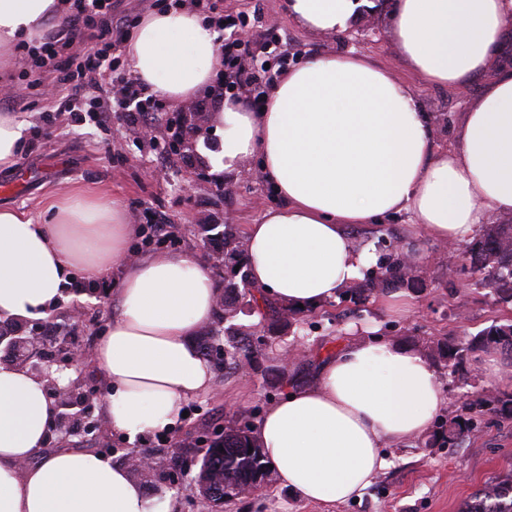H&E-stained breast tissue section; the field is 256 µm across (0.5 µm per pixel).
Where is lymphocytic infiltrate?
<instances>
[{"mask_svg":"<svg viewBox=\"0 0 512 512\" xmlns=\"http://www.w3.org/2000/svg\"><path fill=\"white\" fill-rule=\"evenodd\" d=\"M131 19L123 0H72L65 19L53 25L40 46L30 51L36 66H52L60 96L57 112L80 113L94 125L117 119L140 127L164 122L171 139L183 137L181 124L170 122L154 92L121 69L118 53ZM107 77L109 99L96 107L85 103L89 76Z\"/></svg>","mask_w":512,"mask_h":512,"instance_id":"lymphocytic-infiltrate-1","label":"lymphocytic infiltrate"}]
</instances>
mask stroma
I'll return each mask as SVG.
<instances>
[{"label": "stroma", "mask_w": 512, "mask_h": 512, "mask_svg": "<svg viewBox=\"0 0 512 512\" xmlns=\"http://www.w3.org/2000/svg\"><path fill=\"white\" fill-rule=\"evenodd\" d=\"M224 15L246 20L254 44L275 36L288 48L289 64L317 53L353 51L369 56L391 70L415 92L442 148L458 145L456 131L462 114L484 92L482 82L453 89L425 84L405 65L388 37V17H380L378 33L362 41L331 37L294 23L286 10V0H219ZM52 108L50 99L22 90L12 110L26 121V137H37L32 153L19 156L14 167L0 170V208L39 214L43 200L81 185L101 191L121 201L130 223L138 225L141 248L156 246L152 238V216L166 217L173 236L164 241L171 252H196L209 256L222 245L225 223L237 230L258 223L262 214L280 206L261 170L259 158L246 160L237 170L223 175L209 172L208 159L221 151L223 132L211 120H204L179 151L161 152L141 142L120 121L101 128L71 121L62 114L50 137H42L43 117ZM207 170V179L196 182L192 192L184 184L197 170ZM193 180V179H192ZM426 257L415 266V285L403 287L414 307L404 317L383 310L378 298L363 304L331 301L309 313L297 314L288 328L272 327L259 313L244 312L234 320L248 335L257 353L246 371L215 365V384L210 393L190 398L186 415L170 432L175 447H150L148 436L128 443L112 434L97 440L91 450L108 455L113 464L125 465L127 445L148 452L156 462L178 456L179 471L173 482L141 479L147 497L169 500L172 512H462L470 496L497 477L512 471V421L488 414L478 428L455 439L453 444L429 445L419 436L399 446H387L391 460L360 497L341 504L311 503L282 487L276 471H269L261 487L221 505L202 506L191 489L199 472L200 450L206 441L223 433L232 416H241L258 427L264 413L283 400L288 392L314 382L322 363L335 355L346 342L357 340L368 330L423 353L434 366L448 402L440 421L464 415L465 405L478 391L501 388L503 379L512 380V357L496 350L485 351L495 360L499 377L482 371L476 360L460 370L445 367L436 353L437 343L470 337L495 323L512 320V302H503L489 288L469 286L467 265H448L438 255L441 243L423 240ZM113 295L76 273L64 291V298L46 320H35L34 329L44 321L58 322L75 341L97 344L112 317ZM302 346L301 355L282 366L278 352L293 343ZM287 368L288 378L280 382L276 374Z\"/></svg>", "instance_id": "stroma-1"}]
</instances>
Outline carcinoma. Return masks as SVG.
I'll return each mask as SVG.
<instances>
[{
	"label": "carcinoma",
	"mask_w": 512,
	"mask_h": 512,
	"mask_svg": "<svg viewBox=\"0 0 512 512\" xmlns=\"http://www.w3.org/2000/svg\"><path fill=\"white\" fill-rule=\"evenodd\" d=\"M224 266V320L237 315V310L253 308L256 297L242 268L243 244L234 225H224L223 246L218 255ZM468 261L478 279L472 282L476 288H491L499 296L512 301V224H496L486 229L468 252ZM414 280L411 264L401 254H396L376 270L365 273L361 282L342 293V299L355 304L387 291L400 288ZM224 345L233 350L224 357V368L235 369L241 361H253L252 344L239 337V333L228 326L224 328ZM507 347L512 350V322L494 324L471 338H463L453 344L437 348L445 364L455 367L463 365L470 353L477 349L488 350ZM498 412L512 418V391L503 390L494 397ZM489 403L477 398L469 406L470 417H455L441 426L432 438L433 443L454 442L464 431L470 430L473 416L481 414ZM268 462L260 443L250 425L239 424L224 427V434L211 441L203 451L199 478H213L209 499L224 501V487L258 488L265 480ZM463 512H512V472L498 481L485 485L466 503Z\"/></svg>",
	"instance_id": "carcinoma-1"
}]
</instances>
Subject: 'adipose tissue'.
<instances>
[{"label": "adipose tissue", "instance_id": "1", "mask_svg": "<svg viewBox=\"0 0 512 512\" xmlns=\"http://www.w3.org/2000/svg\"><path fill=\"white\" fill-rule=\"evenodd\" d=\"M356 0H288L299 25L347 31ZM65 0H0V46L40 39ZM389 37L426 83L486 79L465 112L458 148L433 143L413 91L370 57L315 54L290 68L260 111L225 99L216 173L256 157L283 200L248 225L244 261L261 297L311 311L361 279L371 248L351 230L413 216L416 241L459 243L512 216V67L489 72L512 46V0H392ZM218 32L186 6L146 14L126 44L128 66L151 91L187 100L212 77ZM43 217L0 209V317L35 320L61 301L72 270L95 281L121 269L115 308L91 360L102 373L104 418L135 441L181 416L214 388L195 338L217 310L220 285L191 252L131 259L123 204L77 186L46 197ZM447 396L429 360L369 336L342 346L314 383L271 406L258 440L279 481L307 501L362 495L390 465L386 444L428 432ZM57 408L43 380L0 365V512H169L124 467L90 451L43 453Z\"/></svg>", "mask_w": 512, "mask_h": 512}]
</instances>
